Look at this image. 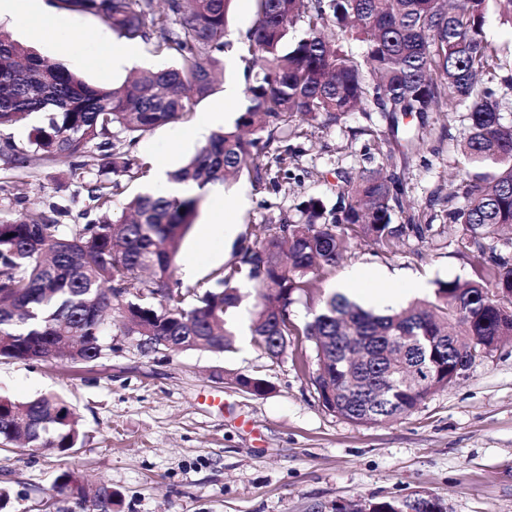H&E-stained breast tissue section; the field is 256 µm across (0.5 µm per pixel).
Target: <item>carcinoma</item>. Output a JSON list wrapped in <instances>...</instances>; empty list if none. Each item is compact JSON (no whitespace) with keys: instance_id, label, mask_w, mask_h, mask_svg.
Listing matches in <instances>:
<instances>
[{"instance_id":"cac0c4a2","label":"carcinoma","mask_w":512,"mask_h":512,"mask_svg":"<svg viewBox=\"0 0 512 512\" xmlns=\"http://www.w3.org/2000/svg\"><path fill=\"white\" fill-rule=\"evenodd\" d=\"M59 7L98 16L128 41L153 42L175 59L144 68L119 86H99L31 52L0 31V127L42 117L28 148L0 150L11 169L37 160L70 159L72 176L98 218L62 232L48 209L0 212V358L88 364L112 353V324L124 336H152L174 350H234L230 318L241 306L238 283L255 292L249 329L278 362L288 337L303 336L299 370L309 373L322 406L357 425H383L416 410L512 336V255H486L485 241L512 248V126L502 123L497 91L484 76L512 88V50L487 39L489 12L512 26V0H254L255 21L242 47L256 70L244 90L248 105L232 128L215 132L185 165L170 173L203 189L244 172L262 179L288 166L267 147L284 124L339 123L364 105L408 115L465 107L461 152L466 205L453 213L479 253L475 278L438 281L434 301L399 311L365 309L341 293L316 294L313 282L332 273L347 238L389 252L400 239H422L428 227L394 224L396 177L387 166L346 179L337 205L319 198L299 204L301 219L283 214L264 237L242 241L236 261L210 275L208 286L183 288L173 272L201 197L161 191L134 197L112 215L119 178L149 171L133 152L138 138L175 123L190 97L208 96L224 53L231 0H58ZM347 29L363 46L358 57L330 45L324 31ZM94 155L98 174L84 175ZM497 165L489 175L485 163ZM303 296L316 305L300 329L289 306ZM70 453L82 443L73 409L52 394L24 401L0 395V446ZM56 489L77 506L112 512V486L97 484L94 500L82 479L59 476ZM374 512H443L434 499L371 500Z\"/></svg>"}]
</instances>
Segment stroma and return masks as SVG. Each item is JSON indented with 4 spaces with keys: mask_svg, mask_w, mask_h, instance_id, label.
<instances>
[{
    "mask_svg": "<svg viewBox=\"0 0 512 512\" xmlns=\"http://www.w3.org/2000/svg\"><path fill=\"white\" fill-rule=\"evenodd\" d=\"M55 18L64 42L41 38ZM254 23L252 0H233L221 57L223 73L212 93L191 101L178 122L142 135L137 158L150 168L175 170L201 147L187 139L200 113L221 103L224 90L249 81L241 46ZM0 29L40 56L79 72L94 84L117 85L147 65L170 59L154 43L138 42V56L113 69L107 47L125 40L97 16L34 0L19 20ZM466 127L455 105L412 114L391 128L383 113L364 107L337 125L283 126L269 146L290 163L262 180L241 174L202 190L194 225L179 259L194 261L193 275L176 270L183 287L202 285L234 262V244L263 236L280 214L299 219L311 196L334 206L341 178L394 159L400 188L392 221L422 224L424 239H409L386 253L352 239L333 273L316 286L331 291L372 272L375 291L395 289L403 305L434 297L439 280L470 279L476 251L450 213L464 207L460 144ZM63 206L58 222L78 223L89 206L70 176L68 160L37 162L30 169L26 204ZM235 214L228 238L207 235L219 206ZM113 351L89 364L0 359V393L25 400L60 394L84 432L76 452L0 450V483L11 489L4 512H73L56 492L65 472L104 480L120 499L118 512H327L338 500H402L430 495L447 512H512V341L477 358L447 389L429 395L411 414L380 426H354L328 412L309 376L292 355L271 362L254 342L234 351L143 352L130 337L112 333ZM242 373L264 379L267 394L253 396L233 382Z\"/></svg>",
    "mask_w": 512,
    "mask_h": 512,
    "instance_id": "obj_1",
    "label": "stroma"
}]
</instances>
